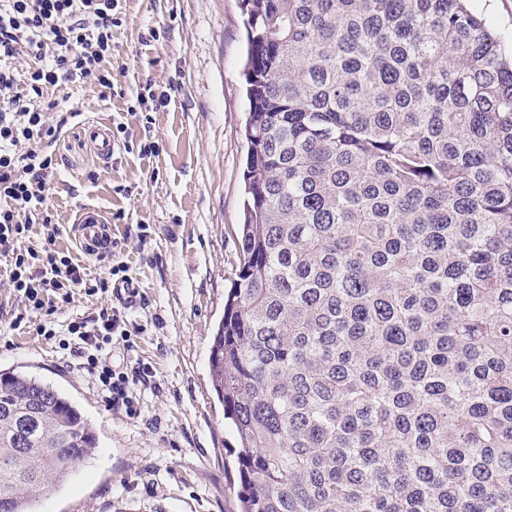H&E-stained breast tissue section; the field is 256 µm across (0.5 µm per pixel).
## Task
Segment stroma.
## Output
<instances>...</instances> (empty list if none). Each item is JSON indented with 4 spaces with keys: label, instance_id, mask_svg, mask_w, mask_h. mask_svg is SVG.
Masks as SVG:
<instances>
[{
    "label": "stroma",
    "instance_id": "1",
    "mask_svg": "<svg viewBox=\"0 0 512 512\" xmlns=\"http://www.w3.org/2000/svg\"><path fill=\"white\" fill-rule=\"evenodd\" d=\"M112 30L114 95L91 83L50 90L61 110L78 112L52 151L58 175L48 208L89 283L107 280L110 258L82 252L71 226L86 209L112 223L137 296L75 293L71 315L94 318L124 308L129 341L113 340L115 364H141L151 386L134 412L107 403L69 351L34 329H11L24 308L0 261V370L14 369L67 395L91 420L97 444L66 483L35 512H237L224 471L232 432L210 381L209 354L224 314V290L241 264V85L244 29L240 0H126ZM160 31L148 39L149 28ZM176 86L169 105L144 130L131 111L142 85ZM123 125L127 140L151 137L152 155L117 151L103 163L85 137L88 125Z\"/></svg>",
    "mask_w": 512,
    "mask_h": 512
}]
</instances>
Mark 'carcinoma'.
Here are the masks:
<instances>
[{
    "mask_svg": "<svg viewBox=\"0 0 512 512\" xmlns=\"http://www.w3.org/2000/svg\"><path fill=\"white\" fill-rule=\"evenodd\" d=\"M241 265L210 373L240 512H512V51L469 0H240ZM0 371V512L88 458Z\"/></svg>",
    "mask_w": 512,
    "mask_h": 512,
    "instance_id": "cac0c4a2",
    "label": "carcinoma"
}]
</instances>
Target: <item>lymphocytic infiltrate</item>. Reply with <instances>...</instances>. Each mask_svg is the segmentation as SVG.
<instances>
[{"mask_svg": "<svg viewBox=\"0 0 512 512\" xmlns=\"http://www.w3.org/2000/svg\"><path fill=\"white\" fill-rule=\"evenodd\" d=\"M123 0H0V256L9 260V285L26 309L46 315L41 336L59 338L79 359L111 403L133 406L130 381L149 384L141 366H114L108 351L113 337L127 338L119 310L97 318L73 317L58 326L53 316L74 291L86 289L78 264L55 248L60 233L46 207L56 173L48 144L60 131L53 116L58 102L52 88L84 81L110 90L112 29L122 20ZM40 225V249L25 247L33 225Z\"/></svg>", "mask_w": 512, "mask_h": 512, "instance_id": "1", "label": "lymphocytic infiltrate"}]
</instances>
